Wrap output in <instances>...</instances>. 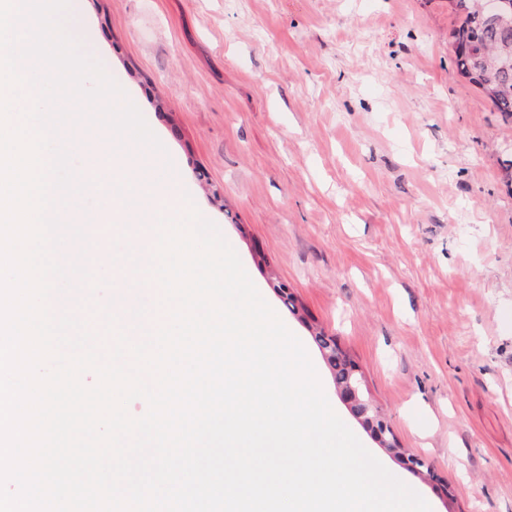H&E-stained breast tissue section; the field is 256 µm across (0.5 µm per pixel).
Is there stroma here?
Masks as SVG:
<instances>
[{
    "label": "stroma",
    "mask_w": 512,
    "mask_h": 512,
    "mask_svg": "<svg viewBox=\"0 0 512 512\" xmlns=\"http://www.w3.org/2000/svg\"><path fill=\"white\" fill-rule=\"evenodd\" d=\"M78 3L154 168L221 225L342 421L431 512H512V120L456 74L448 0ZM306 316L433 480L355 420Z\"/></svg>",
    "instance_id": "obj_1"
}]
</instances>
